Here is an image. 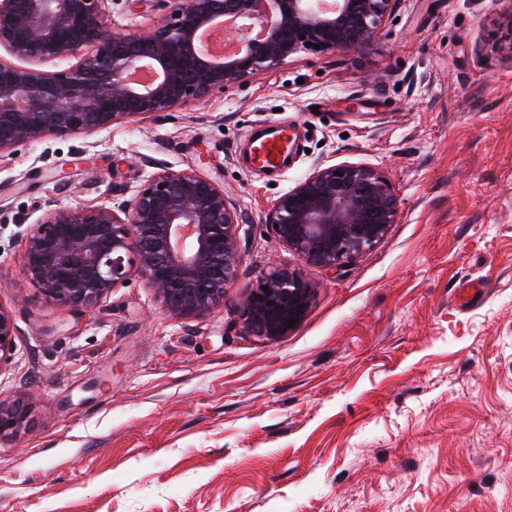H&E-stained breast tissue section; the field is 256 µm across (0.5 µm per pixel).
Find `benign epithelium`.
I'll list each match as a JSON object with an SVG mask.
<instances>
[{
	"mask_svg": "<svg viewBox=\"0 0 512 512\" xmlns=\"http://www.w3.org/2000/svg\"><path fill=\"white\" fill-rule=\"evenodd\" d=\"M109 2L0 0V156L47 136L161 119L302 52L360 51L380 39L401 0H154L161 19L140 34L114 26ZM229 16L240 22L224 33L235 50L216 58L205 36ZM500 28L508 41L498 51L512 62V9ZM70 60L63 70L42 69ZM146 69L153 79L143 83L136 73ZM147 164L154 172L130 199L44 209L21 261L45 296L88 313L135 272L177 319L224 307L242 261L241 210L214 177ZM398 207L375 169L321 164L273 203L265 223L306 265L336 268L378 244ZM316 289L301 270L272 269L243 305L244 331L272 341L287 335ZM16 332L12 313L0 308V366L14 353ZM26 418L23 400L0 401V434Z\"/></svg>",
	"mask_w": 512,
	"mask_h": 512,
	"instance_id": "benign-epithelium-1",
	"label": "benign epithelium"
}]
</instances>
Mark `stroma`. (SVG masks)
I'll list each match as a JSON object with an SVG mask.
<instances>
[{
  "mask_svg": "<svg viewBox=\"0 0 512 512\" xmlns=\"http://www.w3.org/2000/svg\"><path fill=\"white\" fill-rule=\"evenodd\" d=\"M507 0H402L387 36L304 53L169 118L48 136L0 157V512H512V64L488 42ZM142 33L153 0H114ZM303 150L271 177L243 149L266 124ZM217 177L247 222L224 306L179 320L139 277L81 317L23 274L46 204L131 197L146 158ZM382 172L399 199L288 335L243 332L275 267L303 266L264 218L320 164ZM480 293L463 301L461 288ZM16 332L12 313L0 308V365L8 362L14 353ZM27 412L23 400L0 401V435L7 430H15L24 423Z\"/></svg>",
  "mask_w": 512,
  "mask_h": 512,
  "instance_id": "1",
  "label": "stroma"
}]
</instances>
